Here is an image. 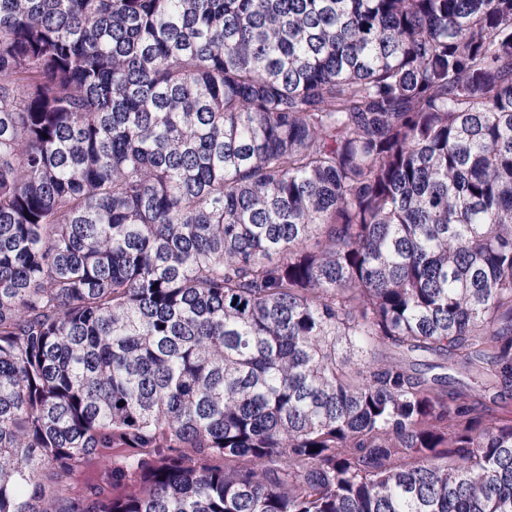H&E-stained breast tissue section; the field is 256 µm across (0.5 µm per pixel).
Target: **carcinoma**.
Returning <instances> with one entry per match:
<instances>
[{
    "label": "carcinoma",
    "mask_w": 512,
    "mask_h": 512,
    "mask_svg": "<svg viewBox=\"0 0 512 512\" xmlns=\"http://www.w3.org/2000/svg\"><path fill=\"white\" fill-rule=\"evenodd\" d=\"M511 399L512 0H0V512H512Z\"/></svg>",
    "instance_id": "cac0c4a2"
}]
</instances>
